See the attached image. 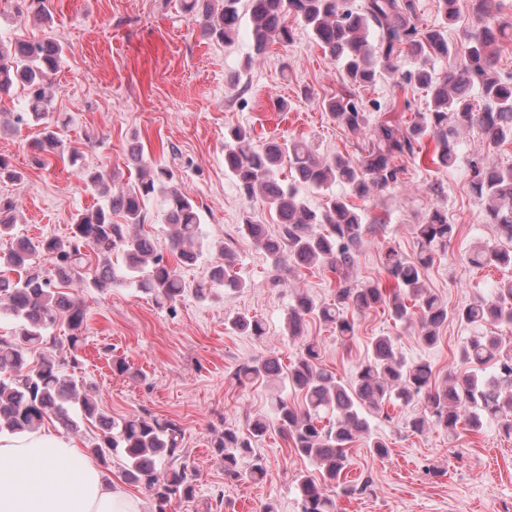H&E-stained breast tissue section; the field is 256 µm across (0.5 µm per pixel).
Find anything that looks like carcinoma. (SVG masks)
I'll return each mask as SVG.
<instances>
[{
	"mask_svg": "<svg viewBox=\"0 0 512 512\" xmlns=\"http://www.w3.org/2000/svg\"><path fill=\"white\" fill-rule=\"evenodd\" d=\"M246 2L251 22L255 58L263 57L274 42H289L293 30L287 24L292 15L308 30L330 60L340 64L351 83H372L394 68L407 53L419 61L407 77L426 91L428 111L415 113L405 129L389 120L372 130L370 143L360 159L341 154L319 158L302 141L269 140L253 144L251 131L233 127L224 133V170L247 199L261 196L277 216V232L245 214L241 234L273 258L288 255V269L323 266L339 278L336 299L316 304L307 294L296 293L288 314V335L302 337L306 317L314 314L329 323L336 337L351 340L356 322L349 311L364 312L384 305L391 317L418 328V340L433 346L448 316L473 325L512 328V280L496 283L488 297L448 311V304L426 288L422 275L433 255L448 247L456 227L443 211L435 210L425 223L416 225L417 258L410 259L389 246L384 267L394 286L385 289L370 282L355 283L347 270L354 262L363 235L375 227L365 213L336 195L317 210L300 197V188H321L331 182L348 186L352 194L364 197L371 189L394 188L402 169L401 158L423 151V139L435 143L431 161L446 168L457 157L461 132L478 128L488 146L512 143V77L504 80L495 70V54L511 22L488 21L463 34L464 56L459 62L457 48L448 42V21L459 14V0H438L442 25L423 28L416 20L415 0H364L351 9L347 0H181V8L198 26L203 37L231 43L239 35ZM14 16L21 21L34 15L51 18L48 0H12ZM64 47L53 39L37 41L0 40V102L12 98L18 86L26 90V107L11 113L14 127L44 124L42 136L33 145L38 154L57 156L76 164L80 152L67 147L46 122L51 109L47 93L49 74L57 70ZM448 59V72L436 74L428 63ZM478 92L483 106L474 109L472 92ZM336 122L356 133L367 122L363 103L347 90L321 102ZM132 164L139 171L138 183L127 190L110 192L104 175L86 170V188L105 197V202L78 214L71 224L67 242L45 237L33 244L17 240L0 255V310L17 324L14 338L0 340V433H21L39 429L55 419L77 434L87 424L99 430L91 453L108 465L117 458L123 463L125 479L139 484L150 494V512H170L174 501L189 500L195 494L196 474L182 460L184 433L174 421L136 415L120 420L102 409L83 383L68 374L65 365L78 364L84 344L86 313L82 302L67 292L75 280L104 292L128 282L153 297L159 304L174 305L187 289L175 268L156 253L153 239L133 232L145 222V202L159 186L167 187L164 213L170 246L184 265L197 262L202 248L199 208L176 187L167 186L172 173L165 167L141 166L137 147L130 149ZM288 165L292 181L283 184L278 171ZM472 186L484 205L487 223L495 226L497 238L477 246L469 256L473 267L512 268V163L488 167L480 160L471 163ZM17 204L0 197V238L9 237L15 223ZM121 214L124 223L112 221ZM224 261L210 266L195 294L203 296L213 286L243 288L228 268L233 253L220 249ZM42 253L54 261V274L33 266L32 256ZM97 266L85 277L92 259ZM65 317L69 330L63 339L50 335L57 317ZM232 328L262 337L261 321L245 314L229 320ZM370 355L360 363L348 382L321 365L316 341L304 340L299 356L283 367L272 353L242 365L237 380H276L281 377L302 395L303 406L288 404L282 395L273 399L274 420L256 418L249 434L226 429L212 442V453L224 467V478L243 477L241 463L249 460L248 475L262 476L264 466L253 452L252 440L266 435L270 424L289 438L300 456L322 469L323 482L306 475L298 478L300 512H336V499L366 491L367 484L347 480V445L368 436V447L383 457L387 444L370 437L368 417L383 414L388 404L423 403L410 426L416 431L432 424L456 437L460 431L479 432L496 423L512 434V338L476 334L464 341L458 358L464 372L440 385L432 381V369L425 362H408L390 336H375ZM331 418H326L327 414ZM327 423H322V420ZM167 466L160 469V462Z\"/></svg>",
	"mask_w": 512,
	"mask_h": 512,
	"instance_id": "obj_1",
	"label": "carcinoma"
}]
</instances>
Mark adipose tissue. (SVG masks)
<instances>
[{"label":"adipose tissue","mask_w":512,"mask_h":512,"mask_svg":"<svg viewBox=\"0 0 512 512\" xmlns=\"http://www.w3.org/2000/svg\"><path fill=\"white\" fill-rule=\"evenodd\" d=\"M0 512H140L72 440L43 429L0 433Z\"/></svg>","instance_id":"obj_1"}]
</instances>
